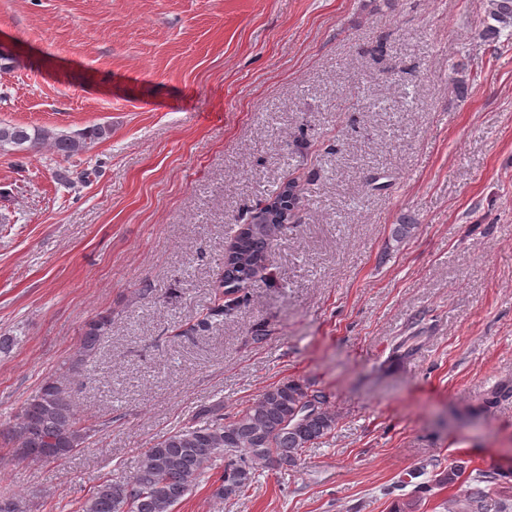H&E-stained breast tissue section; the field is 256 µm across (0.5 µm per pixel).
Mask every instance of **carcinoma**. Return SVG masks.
Listing matches in <instances>:
<instances>
[{"label":"carcinoma","mask_w":512,"mask_h":512,"mask_svg":"<svg viewBox=\"0 0 512 512\" xmlns=\"http://www.w3.org/2000/svg\"><path fill=\"white\" fill-rule=\"evenodd\" d=\"M492 5L494 20L512 24V0H492ZM110 134L107 126L67 134L0 123V156L26 155L48 142L57 156L70 158ZM282 228L281 224L252 220L240 225L239 234L224 253L225 297L197 320L192 330H209L214 321L239 306L240 293L269 269L273 243ZM111 325L109 315L91 320L67 371L46 378L20 407L9 438L17 456L58 460L85 443L92 426L80 418L68 385L71 378L82 375ZM336 423V413L322 390L292 380L274 384L231 416L202 410L201 420L143 450L130 478L105 479L96 485L79 502L77 512H174L226 448L235 455L225 461L212 497L223 501L242 496L253 483L258 465L268 462L288 471L297 469L307 449L327 438ZM426 474L427 466H419L395 485L400 494L394 496L392 512H418L419 500L404 489L430 490L428 482H416ZM443 506L444 512H512V503L496 487V477L485 472L472 478L461 494Z\"/></svg>","instance_id":"1"}]
</instances>
